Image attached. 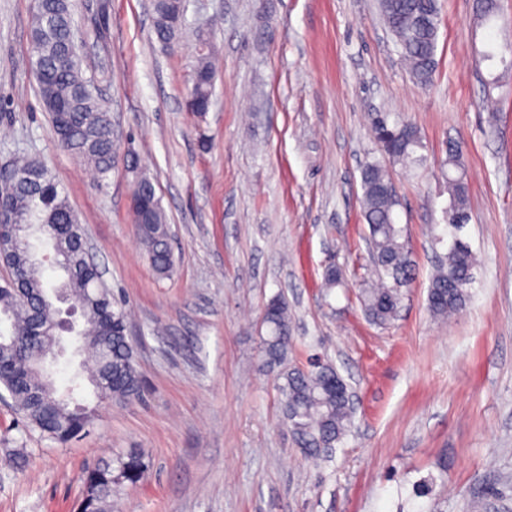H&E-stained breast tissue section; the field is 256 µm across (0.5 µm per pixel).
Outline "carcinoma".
I'll list each match as a JSON object with an SVG mask.
<instances>
[{
  "instance_id": "carcinoma-1",
  "label": "carcinoma",
  "mask_w": 512,
  "mask_h": 512,
  "mask_svg": "<svg viewBox=\"0 0 512 512\" xmlns=\"http://www.w3.org/2000/svg\"><path fill=\"white\" fill-rule=\"evenodd\" d=\"M154 33L168 44L179 26L176 3L155 0ZM380 15L391 32L415 85L429 88L438 68L437 45L440 0H379ZM27 68L33 76L43 109L48 113L58 143L90 165L103 182L112 171L116 140L112 116L86 77L83 55L75 40L73 0H35L30 24ZM188 93L211 102L216 68L209 54L198 57ZM372 128L382 151L393 162L416 161L422 147L417 127L389 113L374 116ZM459 147L448 149L443 162L448 179L450 241L445 263L431 278L428 309L446 317L462 309L468 300L475 258L459 232L469 221L466 185ZM15 178L0 182V263L12 279L0 286V311L9 313L10 339L0 342V385L14 397L18 411L29 425L61 445L81 436L94 409L82 404L65 405L60 396L78 399L82 372L74 373L63 394L36 352L55 348L60 335V310L45 287V269L34 260L21 241L13 238L12 225H32L33 236L45 240L64 258L58 287L68 289L82 319L81 350L91 361L87 377L98 402L128 403L140 397L141 378L134 349L126 335V316L112 290L102 283L85 247V228L75 215L67 195L47 166L36 158H22L13 166ZM364 218L377 283L362 289L366 315L385 325L397 317L402 289L412 281V263L404 228L396 223L399 197L386 165L368 162L361 170ZM134 190L146 201L132 214L135 230L151 266L161 276L169 275L174 257L164 210L154 179L144 172ZM266 327L263 346L266 363L281 368L279 385L284 414L299 448L310 459L320 458L349 432L350 401L336 397V382L342 377L335 365L312 358L306 366H288L294 349L288 304L273 299L263 309ZM149 465L139 448H131L101 466L89 470L77 512H106L112 495L135 487L147 475Z\"/></svg>"
}]
</instances>
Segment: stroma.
Masks as SVG:
<instances>
[{
	"label": "stroma",
	"instance_id": "stroma-1",
	"mask_svg": "<svg viewBox=\"0 0 512 512\" xmlns=\"http://www.w3.org/2000/svg\"><path fill=\"white\" fill-rule=\"evenodd\" d=\"M84 68L112 114L120 150L155 180L172 233L158 276L135 233V176L105 183L63 150L23 69L32 0H0V167L41 159L84 225L104 280L124 300L144 391L103 403L61 445L0 401V512H75L82 473L131 448L151 460L111 512H512V0L482 24L477 0H441L432 87L417 88L377 0H187L174 47L153 31L152 0H74ZM206 37L220 64L206 116L186 87ZM493 45L495 69L476 50ZM496 86H489L490 75ZM420 130L419 163H388L414 275L397 318L365 314L374 275L360 171L380 157L371 118ZM462 145L475 258L455 316L428 310L446 254L441 171ZM343 286H323L327 260ZM292 313L290 362L333 360L356 397L351 432L307 459L265 364L264 305Z\"/></svg>",
	"mask_w": 512,
	"mask_h": 512
}]
</instances>
